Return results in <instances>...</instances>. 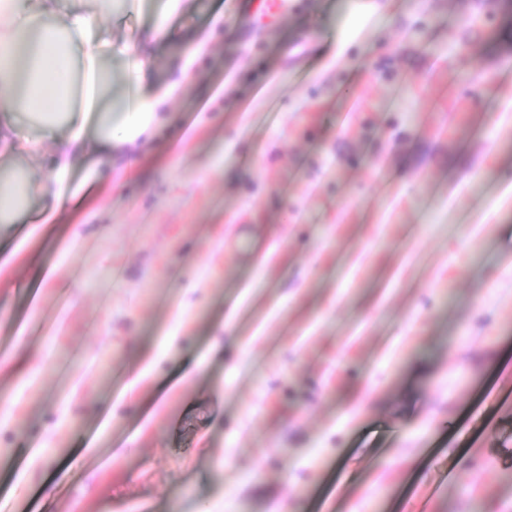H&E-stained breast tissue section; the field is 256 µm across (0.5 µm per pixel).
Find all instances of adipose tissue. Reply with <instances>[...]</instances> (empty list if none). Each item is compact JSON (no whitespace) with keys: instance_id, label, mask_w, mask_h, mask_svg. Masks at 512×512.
<instances>
[{"instance_id":"1","label":"adipose tissue","mask_w":512,"mask_h":512,"mask_svg":"<svg viewBox=\"0 0 512 512\" xmlns=\"http://www.w3.org/2000/svg\"><path fill=\"white\" fill-rule=\"evenodd\" d=\"M110 44L96 13L61 14L60 0H0V170L8 172L0 179V224L17 223L35 199L57 206L80 157L111 159L159 123L160 99L137 91L113 103L112 72L101 56ZM19 112L29 135L17 131ZM56 133L55 150L44 154L43 137ZM20 156L29 164L13 170Z\"/></svg>"}]
</instances>
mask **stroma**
Instances as JSON below:
<instances>
[{
    "label": "stroma",
    "instance_id": "1",
    "mask_svg": "<svg viewBox=\"0 0 512 512\" xmlns=\"http://www.w3.org/2000/svg\"><path fill=\"white\" fill-rule=\"evenodd\" d=\"M165 4L136 175L0 224V512H512V13Z\"/></svg>",
    "mask_w": 512,
    "mask_h": 512
}]
</instances>
